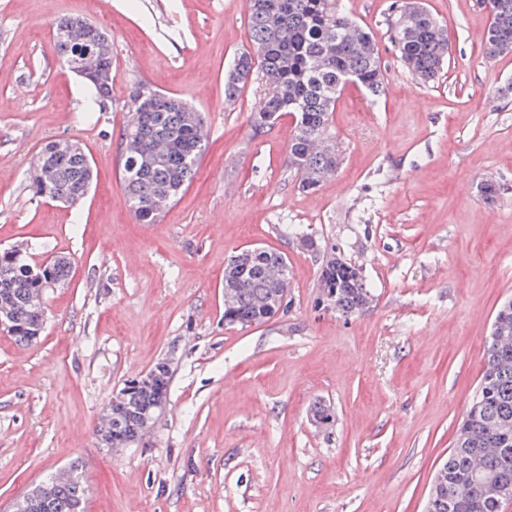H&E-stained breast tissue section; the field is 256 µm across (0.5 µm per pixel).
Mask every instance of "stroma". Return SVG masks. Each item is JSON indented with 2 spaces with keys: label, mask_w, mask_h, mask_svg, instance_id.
I'll use <instances>...</instances> for the list:
<instances>
[{
  "label": "stroma",
  "mask_w": 512,
  "mask_h": 512,
  "mask_svg": "<svg viewBox=\"0 0 512 512\" xmlns=\"http://www.w3.org/2000/svg\"><path fill=\"white\" fill-rule=\"evenodd\" d=\"M394 2L339 0L376 35L386 93L341 92V163L305 192L284 163L293 117L256 136L261 81L224 95L250 45L249 0H0V249L71 261L37 340L0 327V512L70 467L85 512H424L512 298V53L490 59L471 41L489 25L480 0H423L451 54L421 83L388 40ZM64 17L112 39L106 106L61 62ZM141 82L208 130L193 182L154 224L138 222L120 179ZM59 138L82 144L97 174L78 210L29 188L33 157ZM304 234L317 250L300 247ZM255 247L288 257L283 309L226 327L224 268ZM330 253L372 293L357 315L321 302ZM162 360L171 379L154 424L134 445H100L112 397ZM320 403L331 425L314 422Z\"/></svg>",
  "instance_id": "obj_1"
}]
</instances>
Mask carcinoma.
Listing matches in <instances>:
<instances>
[{
	"instance_id": "cac0c4a2",
	"label": "carcinoma",
	"mask_w": 512,
	"mask_h": 512,
	"mask_svg": "<svg viewBox=\"0 0 512 512\" xmlns=\"http://www.w3.org/2000/svg\"><path fill=\"white\" fill-rule=\"evenodd\" d=\"M491 21L483 40L487 57L512 53V0H487ZM81 22L60 19L55 27L59 56L75 61L83 50L110 41L94 25L85 42L69 45L65 32ZM248 28L251 48L242 52L226 78L224 93L232 99L249 76H261L267 91L251 113L253 133L275 125L285 112L294 114L295 126L285 157L286 166L299 177L298 188L314 190L336 173L341 159L331 133L332 115L343 80L352 75L356 85L374 101L385 93V78L376 52V37L341 12L336 0H249ZM389 39L402 65L416 78H438L449 57L446 27L426 8L415 9L404 0L388 26ZM103 76L86 81L102 105L111 100L112 58L102 61ZM130 120L125 137L134 142L126 151L121 181L138 221L157 222L161 198L173 202L192 182L207 139L202 113L187 103L157 91L127 106ZM52 163V192L69 206L87 195L94 178L81 145L61 152L56 142L41 148ZM70 266L53 265L30 273L25 259L14 260L0 251V311L15 316L11 335L29 344V335L41 323L34 306L42 281L65 284ZM288 258L265 248L234 255L224 276V313L239 324L260 321L275 304L277 293L288 287ZM319 288L332 296L333 306L345 316L357 314L371 293L351 266H325ZM170 374L157 371L153 382L120 398L108 407L97 429L110 447L122 448L143 435V415L167 396ZM512 488V306L503 302L492 324L480 385L458 428L448 460L440 470L429 512H501L503 501L496 486ZM48 498L47 512H83L86 487L73 470L60 472L39 485Z\"/></svg>"
}]
</instances>
